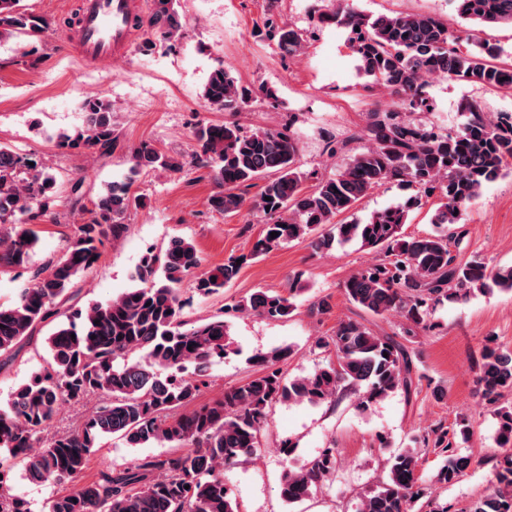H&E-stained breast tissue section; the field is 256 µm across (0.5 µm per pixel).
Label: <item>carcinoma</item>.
<instances>
[{"label": "carcinoma", "mask_w": 512, "mask_h": 512, "mask_svg": "<svg viewBox=\"0 0 512 512\" xmlns=\"http://www.w3.org/2000/svg\"><path fill=\"white\" fill-rule=\"evenodd\" d=\"M21 2L0 0V36H30L45 29L44 19ZM330 3L314 26L346 28L359 70L389 89L397 102L370 113L365 130L355 136L362 145L328 177L301 168L300 141L289 127L247 132L232 121L195 124L192 160L210 170L218 188L210 206L226 215L247 207L263 215L265 223L250 254L230 257L210 270H200L197 250L185 239L158 253L147 250L134 287L103 302L69 308L67 322L46 338L47 366L19 385L0 409V453L21 463L33 482L69 484L46 503L44 512H238L224 485V468L254 454L273 403L319 405L351 386L365 388L359 402L364 408L399 389L407 395L415 389L407 348L347 318L321 343L334 350L336 361L290 379L280 363L291 355V347L260 351L249 358L259 367L255 376L195 406L208 365L224 357L229 333L222 319L199 324L184 320L180 290L188 278L198 295L208 297L236 279L248 260L273 247L306 237L317 250L357 242L383 258L350 276L342 285L345 296L372 316L400 314L406 336L433 329L430 309L443 299L495 287L512 292V265L490 269L477 255L460 263L452 251L464 237L459 229L463 211L512 163V114L494 117L483 101L468 100L463 105L466 121L456 132L416 118L431 111L423 91L426 77L440 71L450 79L511 91L512 63L499 60V48L488 41L476 40L473 48L461 50L446 19L422 13L370 19L349 0ZM456 12L482 26L512 25V0H456ZM142 23L154 37L147 46L172 47L186 19L178 0H153L147 20L136 21ZM265 36L284 58L300 56L308 38L307 30L271 19ZM202 96L211 109L236 113L253 98L277 99V89L245 86L219 64L209 72ZM82 110L83 127L73 136L60 135L57 147L109 156L118 140L112 103L90 96ZM131 161L130 177L96 198L65 255L36 272L13 304L0 305V355L54 316L69 299L74 277L95 264L105 242L124 232L127 213L142 204L131 194L133 176L144 169L182 167L148 143L132 150ZM259 179L264 184L247 199V189ZM390 182L412 186L420 195L364 223L336 221ZM56 187L55 175L37 159L0 145V273L29 263L38 243L36 227L50 213ZM433 195L438 198L431 220L435 230L404 234L409 210L421 204V197ZM272 232L277 236L271 237ZM299 283L293 280L286 295L254 292L226 306V312L286 320L295 310ZM480 358L478 382L497 419L501 453L495 482L467 512H512V404L500 402L512 391V351L489 337ZM91 395L106 402L89 412L78 432L41 443L40 431L59 402ZM469 434L462 420L452 430L437 425L422 436L424 447L443 457L428 483L414 451L391 455L386 476L360 497L357 512H444L436 506L437 490L458 481L478 462L455 448L456 438L466 441ZM112 435L132 448L167 443L174 452L163 459L144 458L119 472L86 474L93 449ZM335 470V449H323L285 474L282 500L294 505L309 499ZM6 480L0 468V512H31L27 501L1 492Z\"/></svg>", "instance_id": "obj_1"}]
</instances>
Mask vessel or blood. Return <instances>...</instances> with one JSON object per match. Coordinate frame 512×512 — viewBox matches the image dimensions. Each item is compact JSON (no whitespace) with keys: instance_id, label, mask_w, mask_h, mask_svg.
<instances>
[{"instance_id":"1","label":"vessel or blood","mask_w":512,"mask_h":512,"mask_svg":"<svg viewBox=\"0 0 512 512\" xmlns=\"http://www.w3.org/2000/svg\"><path fill=\"white\" fill-rule=\"evenodd\" d=\"M135 0H83L77 44L82 55L103 62L118 57L132 35Z\"/></svg>"}]
</instances>
